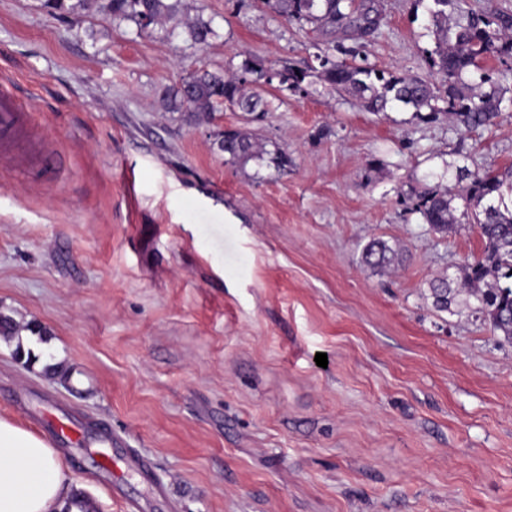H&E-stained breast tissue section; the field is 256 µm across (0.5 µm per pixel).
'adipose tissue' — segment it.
Listing matches in <instances>:
<instances>
[{
  "instance_id": "obj_1",
  "label": "adipose tissue",
  "mask_w": 512,
  "mask_h": 512,
  "mask_svg": "<svg viewBox=\"0 0 512 512\" xmlns=\"http://www.w3.org/2000/svg\"><path fill=\"white\" fill-rule=\"evenodd\" d=\"M72 491L54 448L0 418V512H63Z\"/></svg>"
}]
</instances>
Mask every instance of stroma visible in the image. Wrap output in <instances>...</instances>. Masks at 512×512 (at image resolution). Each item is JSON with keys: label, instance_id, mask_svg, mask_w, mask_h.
<instances>
[{"label": "stroma", "instance_id": "stroma-1", "mask_svg": "<svg viewBox=\"0 0 512 512\" xmlns=\"http://www.w3.org/2000/svg\"><path fill=\"white\" fill-rule=\"evenodd\" d=\"M185 4L207 45L136 37L111 0H0V90L56 161L0 158V313L46 331L28 365L0 345V416L37 431L23 387L151 460L160 498L133 477L114 495L95 451L64 455L96 512H512V344L428 296L480 238L411 210L447 168L512 166V110L470 133L367 112L317 80L310 29L254 0ZM379 5L369 63L429 77L424 0ZM246 58L307 71L305 93L267 88L259 122L168 107L182 79ZM229 126L287 167L227 163ZM374 239L391 267L363 263Z\"/></svg>", "mask_w": 512, "mask_h": 512}]
</instances>
